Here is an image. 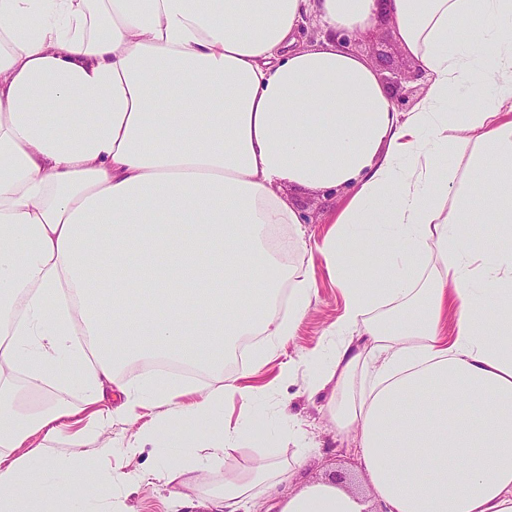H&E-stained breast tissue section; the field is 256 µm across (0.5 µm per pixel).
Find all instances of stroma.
<instances>
[{
  "mask_svg": "<svg viewBox=\"0 0 512 512\" xmlns=\"http://www.w3.org/2000/svg\"><path fill=\"white\" fill-rule=\"evenodd\" d=\"M355 50L378 69L383 82L390 85L400 110L406 111L415 105L423 83L419 80L398 81V74L412 68L413 63L395 42L390 22H378L371 31L360 35ZM287 195L304 218L302 229L306 236L318 241L335 215L348 205L352 192L340 189L323 196L291 189ZM313 273L316 296L296 336L258 372L241 380L242 385L266 393L257 416L254 437L211 470L210 482L220 483L225 475L246 473L252 462L261 456L284 463L303 457V478L312 482L327 479L339 471L357 479L363 476L356 448L338 436L336 425L326 412L325 397L309 396L305 389L303 358L322 342L324 332L336 323L344 310L342 290L334 283L323 261H315ZM283 402L288 405L290 420L299 422L308 433L304 446L289 440L287 423L276 419V412ZM112 464L144 476L143 481L125 494V512H207L203 505L205 488L196 473H185L177 483L167 482L155 471L151 446H144L131 457L113 455Z\"/></svg>",
  "mask_w": 512,
  "mask_h": 512,
  "instance_id": "stroma-1",
  "label": "stroma"
}]
</instances>
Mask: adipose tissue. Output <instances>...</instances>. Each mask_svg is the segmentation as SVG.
<instances>
[{
	"label": "adipose tissue",
	"mask_w": 512,
	"mask_h": 512,
	"mask_svg": "<svg viewBox=\"0 0 512 512\" xmlns=\"http://www.w3.org/2000/svg\"><path fill=\"white\" fill-rule=\"evenodd\" d=\"M309 15L322 45L300 40ZM382 19L426 76L405 112L340 41ZM288 188L353 194L284 268L266 231L303 224ZM317 254L345 306L306 387L370 497L310 482L280 512H512V0H0V512H120L141 476L99 441L115 391L126 420L162 407L145 439L167 480L251 438L260 395L224 340L262 333L261 368ZM148 353L218 381L120 383ZM20 376L83 402L19 403ZM302 467L259 458L209 506L242 512Z\"/></svg>",
	"instance_id": "adipose-tissue-1"
}]
</instances>
